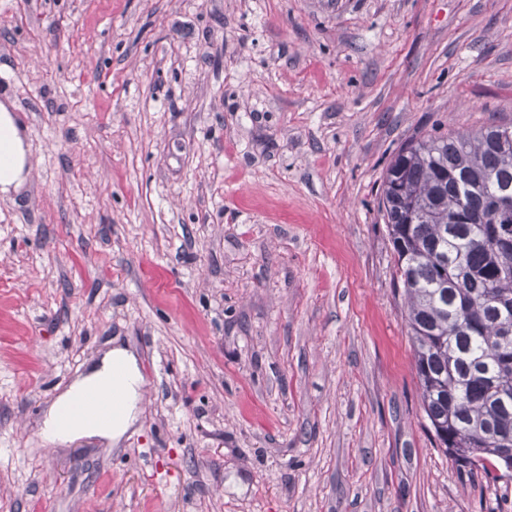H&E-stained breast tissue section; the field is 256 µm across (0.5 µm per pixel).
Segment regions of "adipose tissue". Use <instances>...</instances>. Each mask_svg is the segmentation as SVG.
Here are the masks:
<instances>
[{
  "label": "adipose tissue",
  "instance_id": "1",
  "mask_svg": "<svg viewBox=\"0 0 512 512\" xmlns=\"http://www.w3.org/2000/svg\"><path fill=\"white\" fill-rule=\"evenodd\" d=\"M29 171L25 133L17 122L12 103L0 101V195L8 197L19 193L27 184ZM116 369L122 373L118 385L122 408L112 420L62 422V408L80 400L88 389L107 385ZM141 387L142 376L134 354L122 347L113 348L60 398L57 408L45 418L46 439L66 442L97 436L119 441L137 418Z\"/></svg>",
  "mask_w": 512,
  "mask_h": 512
}]
</instances>
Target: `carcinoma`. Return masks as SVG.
<instances>
[{"label":"carcinoma","instance_id":"cac0c4a2","mask_svg":"<svg viewBox=\"0 0 512 512\" xmlns=\"http://www.w3.org/2000/svg\"><path fill=\"white\" fill-rule=\"evenodd\" d=\"M512 126L411 139L379 208L436 447L488 480L512 469Z\"/></svg>","mask_w":512,"mask_h":512}]
</instances>
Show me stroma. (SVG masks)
<instances>
[{
  "mask_svg": "<svg viewBox=\"0 0 512 512\" xmlns=\"http://www.w3.org/2000/svg\"><path fill=\"white\" fill-rule=\"evenodd\" d=\"M0 512H512L418 393L379 211L406 141L512 125V0H0ZM119 442L43 419L115 345ZM26 136L17 122L13 104L0 101V195L10 198L27 184ZM116 368L122 373V379L118 384L122 402L119 413L107 422H62L61 410L80 400L88 389L106 386L112 371ZM141 387L142 376L134 354L123 347L113 348L60 398L57 406L45 418L43 431L46 439L50 442H66L85 436H97L112 442L119 441L137 418Z\"/></svg>",
  "mask_w": 512,
  "mask_h": 512,
  "instance_id": "1",
  "label": "stroma"
}]
</instances>
